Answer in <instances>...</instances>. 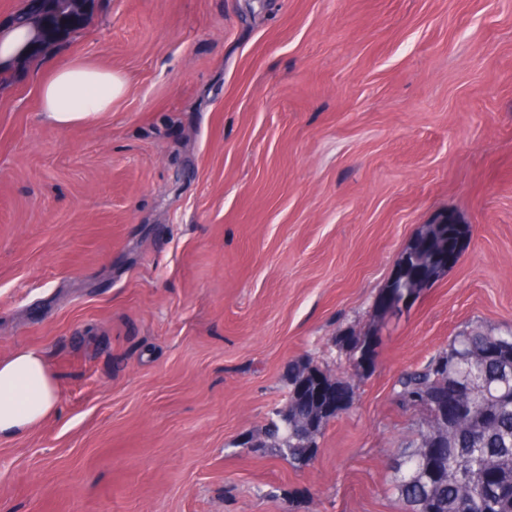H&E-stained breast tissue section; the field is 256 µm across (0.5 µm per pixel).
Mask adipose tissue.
<instances>
[{
  "label": "adipose tissue",
  "instance_id": "obj_1",
  "mask_svg": "<svg viewBox=\"0 0 512 512\" xmlns=\"http://www.w3.org/2000/svg\"><path fill=\"white\" fill-rule=\"evenodd\" d=\"M122 77L79 60L56 66L40 86L42 108L61 124L111 111ZM56 382L44 353L29 348L0 360V440L38 428L56 412Z\"/></svg>",
  "mask_w": 512,
  "mask_h": 512
}]
</instances>
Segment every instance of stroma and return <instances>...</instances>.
<instances>
[{"instance_id": "1", "label": "stroma", "mask_w": 512, "mask_h": 512, "mask_svg": "<svg viewBox=\"0 0 512 512\" xmlns=\"http://www.w3.org/2000/svg\"><path fill=\"white\" fill-rule=\"evenodd\" d=\"M0 84V360L57 411L0 442V512H401L392 385L512 327V0H87ZM79 59L111 111L38 88ZM456 265L377 308L411 240ZM378 336L372 368L336 338ZM354 385L304 466L256 447L304 357ZM124 91L119 74L79 60L56 66L39 90L43 112L61 124L111 111ZM458 230V244L453 253L448 254V233L444 234L445 239L441 244V253L434 257L433 261L437 263V271L439 274L447 270L449 267L454 266L460 259V247L462 241L467 235L468 226L465 224H455Z\"/></svg>"}]
</instances>
